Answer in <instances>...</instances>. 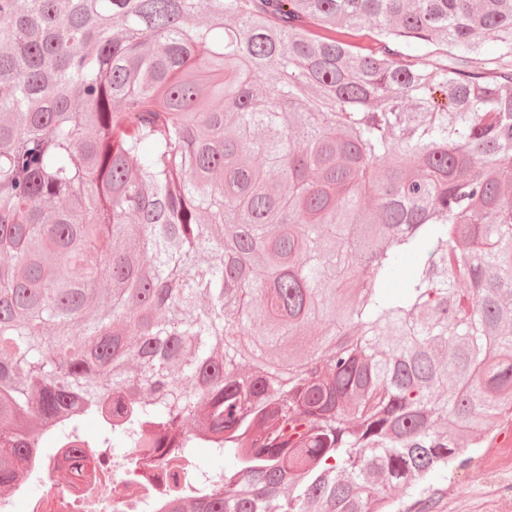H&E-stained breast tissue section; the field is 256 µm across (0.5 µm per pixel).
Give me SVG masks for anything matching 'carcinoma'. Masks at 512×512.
I'll use <instances>...</instances> for the list:
<instances>
[{
    "instance_id": "obj_1",
    "label": "carcinoma",
    "mask_w": 512,
    "mask_h": 512,
    "mask_svg": "<svg viewBox=\"0 0 512 512\" xmlns=\"http://www.w3.org/2000/svg\"><path fill=\"white\" fill-rule=\"evenodd\" d=\"M511 191L512 0H0V486L110 400L167 512H394L512 415Z\"/></svg>"
}]
</instances>
